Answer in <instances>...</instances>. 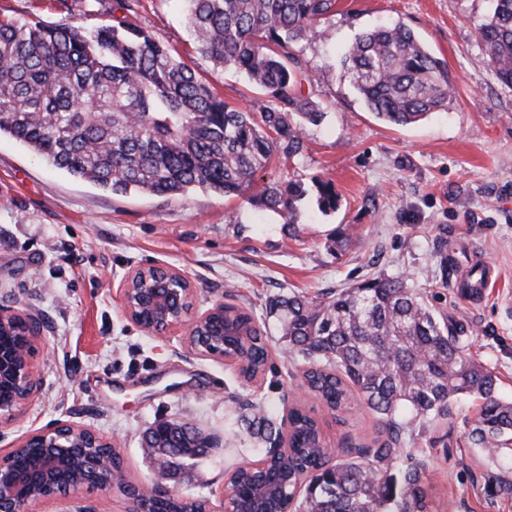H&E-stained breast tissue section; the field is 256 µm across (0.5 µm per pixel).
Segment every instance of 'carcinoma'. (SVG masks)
Segmentation results:
<instances>
[{
  "instance_id": "obj_1",
  "label": "carcinoma",
  "mask_w": 512,
  "mask_h": 512,
  "mask_svg": "<svg viewBox=\"0 0 512 512\" xmlns=\"http://www.w3.org/2000/svg\"><path fill=\"white\" fill-rule=\"evenodd\" d=\"M194 50L246 77L265 96L259 111L235 107L180 56L137 22L139 0L123 16L85 29L40 20L0 21V136L8 135L52 166L115 193L181 195L198 187L294 223L306 195L299 182L253 191L256 175L279 154L304 148L305 126L325 113L302 93L309 79L297 47L324 39L336 0H184ZM496 79L512 88V0H490L478 25ZM342 65L368 111L406 126L448 108L447 64L404 24L360 32ZM318 206L337 208L331 183L317 181ZM288 347L309 367L307 389L340 409L357 397L377 415L386 438L325 456L328 468L305 484L302 512H434L429 461L406 447L407 425L451 418L457 397L481 401L468 422L473 445L512 461V402L498 396L497 376L466 354L464 329L440 317L403 278L378 276L327 300L280 296L270 304ZM224 355L265 369L267 339L254 317L224 308ZM292 458L314 463L322 452L313 417L290 413ZM260 438L281 437L273 419L248 423ZM194 429L183 423L145 442L176 465L198 455ZM266 477L247 466L229 478L233 496L253 494Z\"/></svg>"
}]
</instances>
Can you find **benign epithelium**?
Returning <instances> with one entry per match:
<instances>
[{"label": "benign epithelium", "mask_w": 512, "mask_h": 512, "mask_svg": "<svg viewBox=\"0 0 512 512\" xmlns=\"http://www.w3.org/2000/svg\"><path fill=\"white\" fill-rule=\"evenodd\" d=\"M131 279L133 276H128L122 287L123 307L130 321L157 336L181 330L191 350L205 357L224 358V326L212 331L206 347L201 349L196 343L199 329L207 321L224 317V303L196 313L175 289L148 290L142 307L153 311L163 306L174 316L147 327L133 313L129 299ZM42 354L37 319L0 303V428L15 421L24 405L38 394L41 383L37 363ZM82 434L92 435L108 452L93 455L69 442L72 436ZM115 448L116 441L105 440L94 431L73 424H56L28 434L8 451L11 463H0V512H36L44 503L74 496L83 490L116 489V472L112 468ZM169 479L168 460L157 459L153 480L131 485L139 506L129 507L131 501L128 500L124 512H157L158 503L169 499L178 502L179 512H195L194 500L167 486Z\"/></svg>", "instance_id": "benign-epithelium-1"}]
</instances>
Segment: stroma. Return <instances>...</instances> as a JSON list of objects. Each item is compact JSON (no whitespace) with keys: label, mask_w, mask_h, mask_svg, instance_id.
<instances>
[{"label":"stroma","mask_w":512,"mask_h":512,"mask_svg":"<svg viewBox=\"0 0 512 512\" xmlns=\"http://www.w3.org/2000/svg\"><path fill=\"white\" fill-rule=\"evenodd\" d=\"M489 0H338L326 37L303 44L311 78L304 94L324 108L298 156L276 158L259 185L300 182L308 196L294 223L241 198L196 189L184 195L115 193L50 167L0 137V300L36 314L44 355L41 389L11 426L0 456L55 423L118 439L128 477L153 476L145 431L181 420L215 448L182 467L170 484L220 507L236 467L261 459L266 443L232 423L254 403L282 418L297 404L322 423L329 447L371 442L381 424L359 406L334 413L301 388V359L288 351L271 300L292 293L324 300L377 274L403 277L437 313L463 325L466 352L498 377L512 400V89L487 64L477 26ZM123 11L116 0H0V18L93 28ZM403 23L444 60L453 82L447 110L395 127L368 112L341 65L361 30ZM138 23L178 50L226 102L253 107L240 74L193 49L183 0H140ZM331 182L336 210L317 206L316 180ZM152 265L182 272L196 311L224 301L264 325L271 362L247 382L228 361L191 353L183 333L154 336L125 316L119 289ZM492 282L482 297L459 288L472 272ZM477 403L460 398L448 423L414 422L410 445L429 455L437 512H512L503 471L472 447L466 421ZM123 512L117 492L85 491L42 512Z\"/></svg>","instance_id":"35a3bbf8"}]
</instances>
